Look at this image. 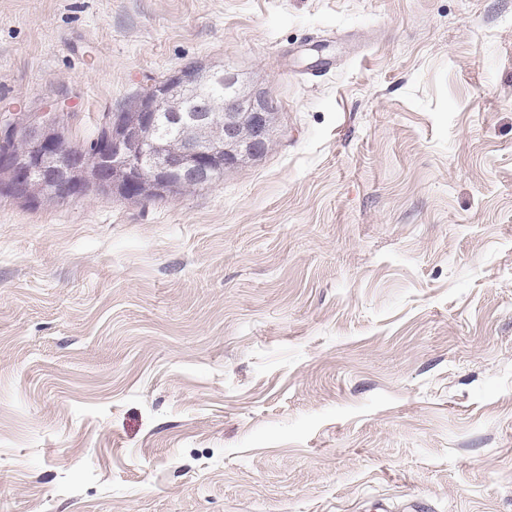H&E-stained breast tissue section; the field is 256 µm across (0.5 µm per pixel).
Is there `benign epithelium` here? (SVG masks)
Returning <instances> with one entry per match:
<instances>
[{
    "label": "benign epithelium",
    "mask_w": 512,
    "mask_h": 512,
    "mask_svg": "<svg viewBox=\"0 0 512 512\" xmlns=\"http://www.w3.org/2000/svg\"><path fill=\"white\" fill-rule=\"evenodd\" d=\"M221 86L226 96L206 97ZM269 98L222 67L181 68L132 111L103 117L81 147L43 113L0 121V194L40 202L97 190L132 199L211 185L268 150L278 130Z\"/></svg>",
    "instance_id": "7a95c632"
}]
</instances>
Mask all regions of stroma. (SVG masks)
Segmentation results:
<instances>
[{"mask_svg":"<svg viewBox=\"0 0 512 512\" xmlns=\"http://www.w3.org/2000/svg\"><path fill=\"white\" fill-rule=\"evenodd\" d=\"M193 62L263 156L0 196V512H512V0H0V120Z\"/></svg>","mask_w":512,"mask_h":512,"instance_id":"35a3bbf8","label":"stroma"}]
</instances>
